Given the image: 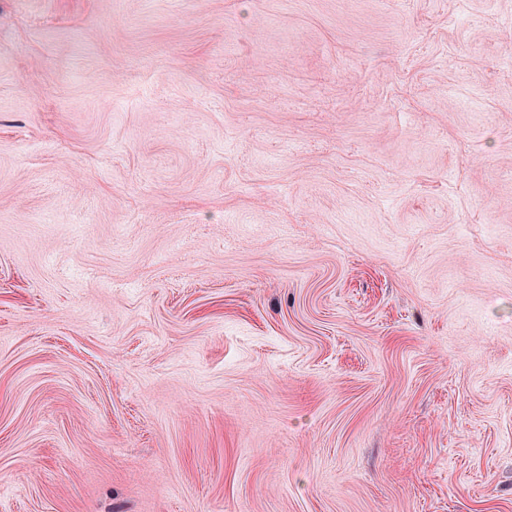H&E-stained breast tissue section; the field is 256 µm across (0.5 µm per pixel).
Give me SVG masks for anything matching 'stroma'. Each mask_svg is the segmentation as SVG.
Instances as JSON below:
<instances>
[{"instance_id": "obj_1", "label": "stroma", "mask_w": 512, "mask_h": 512, "mask_svg": "<svg viewBox=\"0 0 512 512\" xmlns=\"http://www.w3.org/2000/svg\"><path fill=\"white\" fill-rule=\"evenodd\" d=\"M512 0H0V512H512Z\"/></svg>"}]
</instances>
